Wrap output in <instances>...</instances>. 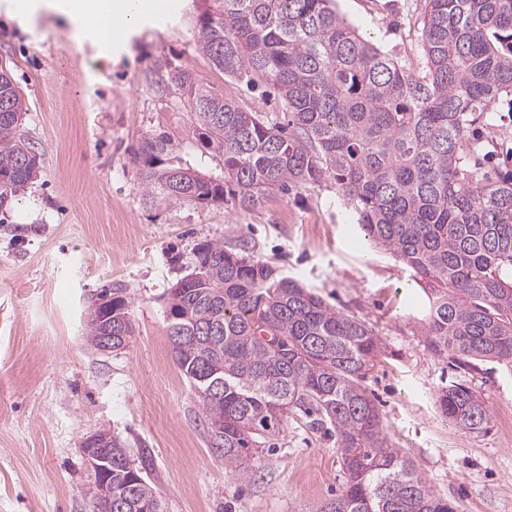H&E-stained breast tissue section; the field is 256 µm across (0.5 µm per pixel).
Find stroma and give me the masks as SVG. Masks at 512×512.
I'll return each mask as SVG.
<instances>
[{"instance_id":"obj_1","label":"stroma","mask_w":512,"mask_h":512,"mask_svg":"<svg viewBox=\"0 0 512 512\" xmlns=\"http://www.w3.org/2000/svg\"><path fill=\"white\" fill-rule=\"evenodd\" d=\"M166 18L102 57L56 15L33 31L0 14V66L25 98L21 132L40 153L25 191L0 209V512H90L81 442L105 429L145 458L165 512H315L342 488L336 436L289 416L247 470L210 447L199 398L174 363L166 332L170 289L198 248L268 261L378 334L384 354L364 386L389 440L457 512H512V372L494 362L457 367L431 354L426 296L402 265L361 248L334 180L252 207L147 199L132 149L168 133L181 164L221 174L171 85L169 66L203 80L244 110L284 122L264 81L232 79L197 49L195 0H169ZM360 34L413 72L424 66L425 0H336ZM480 171L512 175V96L493 106ZM124 289L133 334L99 352L86 339L91 299ZM476 391L487 430L448 421L435 394Z\"/></svg>"}]
</instances>
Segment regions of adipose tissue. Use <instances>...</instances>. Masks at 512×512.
<instances>
[{
	"mask_svg": "<svg viewBox=\"0 0 512 512\" xmlns=\"http://www.w3.org/2000/svg\"><path fill=\"white\" fill-rule=\"evenodd\" d=\"M167 7V0H0V13L20 24L49 11L62 17L79 39L105 45L164 15Z\"/></svg>",
	"mask_w": 512,
	"mask_h": 512,
	"instance_id": "ef3b65f1",
	"label": "adipose tissue"
}]
</instances>
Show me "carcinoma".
Here are the masks:
<instances>
[{"instance_id": "1", "label": "carcinoma", "mask_w": 512, "mask_h": 512, "mask_svg": "<svg viewBox=\"0 0 512 512\" xmlns=\"http://www.w3.org/2000/svg\"><path fill=\"white\" fill-rule=\"evenodd\" d=\"M197 49L225 74L277 90L288 124H272L174 66L201 147L224 161L205 177L174 163L166 133L134 150L144 192L161 202L256 204L332 177L373 251L401 263L428 299L425 343L463 366L512 370V178L478 174L475 125L512 95V0H427L422 72L364 39L335 0H201ZM24 97L0 68V207L35 174L40 154L19 133ZM132 334L124 289L89 316L98 347ZM166 330L174 362L200 397L220 456L237 469L272 441L289 415L336 429L346 483L316 512H456L391 445L363 388L383 355L380 338L274 265L210 243L170 290ZM441 413L465 432L487 429L481 397L438 390ZM102 512H163L127 446L112 442V505Z\"/></svg>"}]
</instances>
